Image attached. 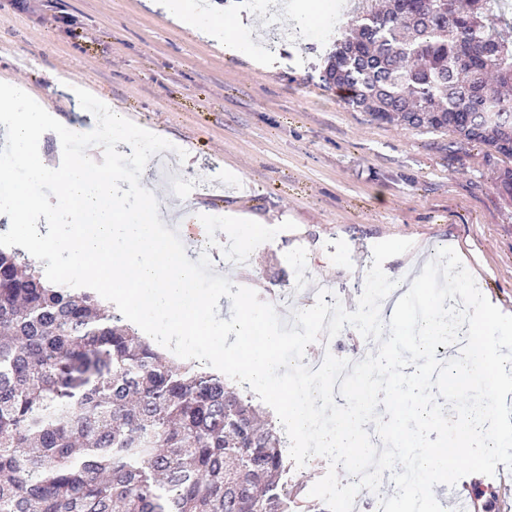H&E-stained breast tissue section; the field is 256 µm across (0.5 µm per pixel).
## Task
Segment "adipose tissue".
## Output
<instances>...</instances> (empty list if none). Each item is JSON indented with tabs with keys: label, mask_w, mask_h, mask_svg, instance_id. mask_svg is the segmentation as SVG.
<instances>
[{
	"label": "adipose tissue",
	"mask_w": 512,
	"mask_h": 512,
	"mask_svg": "<svg viewBox=\"0 0 512 512\" xmlns=\"http://www.w3.org/2000/svg\"><path fill=\"white\" fill-rule=\"evenodd\" d=\"M162 7L168 19L193 31L214 47L257 65H266L268 57L260 53L252 35L240 32L229 14L205 12L196 0H163Z\"/></svg>",
	"instance_id": "1"
}]
</instances>
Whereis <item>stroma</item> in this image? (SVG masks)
I'll return each instance as SVG.
<instances>
[{
    "instance_id": "1",
    "label": "stroma",
    "mask_w": 512,
    "mask_h": 512,
    "mask_svg": "<svg viewBox=\"0 0 512 512\" xmlns=\"http://www.w3.org/2000/svg\"><path fill=\"white\" fill-rule=\"evenodd\" d=\"M239 14L258 41L287 12L211 0ZM0 0V77L26 85L72 131L95 118L52 81L57 71L111 100L141 127L185 150L181 169L146 165L145 186L164 196L179 183L180 214L247 212L295 227L255 249L240 285L259 297L289 292L291 310L316 301L314 286L341 285V301L359 299L349 275L365 277L372 247L389 238L414 246L383 264L406 284L430 254L459 246L485 297L512 312V201L496 185L482 149L442 133L376 121L319 84L337 27L329 18L276 42L269 69L224 55L167 19L148 0Z\"/></svg>"
}]
</instances>
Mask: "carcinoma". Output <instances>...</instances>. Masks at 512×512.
Returning <instances> with one entry per match:
<instances>
[{"mask_svg":"<svg viewBox=\"0 0 512 512\" xmlns=\"http://www.w3.org/2000/svg\"><path fill=\"white\" fill-rule=\"evenodd\" d=\"M320 80L374 119L512 159L504 0H355ZM512 201V167L496 170ZM274 427L96 296L0 248V512H306ZM84 289H89V288H84ZM89 290H90V291H92V292H95V291H93V290H91V289H89ZM95 293H96V292H95ZM96 294H97V293H96ZM97 296H98V294H97ZM101 298H102V297H101ZM101 298L98 296V299L100 300L101 304H102L104 307L109 308L111 311H114V312H115V313H117V314H120V312L118 311V309L115 307V305H114L113 303H110V302H108V301L104 300L103 298H102V299H103V300H102ZM120 315H121V314H120ZM121 317H122V319H123V322H124V323H127V324H129V325H132V326L137 330V332H138V334H139L140 336H143V337H145V338L150 339V340L153 342V344H154L155 346H157L161 351H163V352L167 355L168 359L170 360V362H171L172 364H174V362H175V363H181V362H182V365H183V364H186V363H189V362H193V363L197 364L199 367H201L202 369H204V370H206V371H210V372H220V371H218V370H216V369H214V368H212V367H210V366L205 365V364H208V362H206V361H205V362H200V361H198V360H186V359H181V358L177 357V356H176V355H174L171 351H169L168 349H166V348L162 347V346H161V345H159L155 340H153L151 337H149L148 335H146V334H145V333H144V332H143V331H142L138 326H136L134 323H132V322L128 321V320H127V319H125L122 315H121ZM220 373H221V372H220Z\"/></svg>","mask_w":512,"mask_h":512,"instance_id":"carcinoma-1","label":"carcinoma"}]
</instances>
